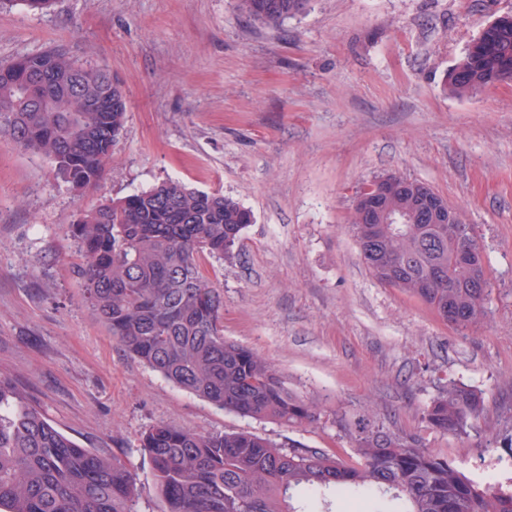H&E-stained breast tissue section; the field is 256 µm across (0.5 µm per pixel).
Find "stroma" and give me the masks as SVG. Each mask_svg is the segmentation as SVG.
<instances>
[{
	"label": "stroma",
	"mask_w": 512,
	"mask_h": 512,
	"mask_svg": "<svg viewBox=\"0 0 512 512\" xmlns=\"http://www.w3.org/2000/svg\"><path fill=\"white\" fill-rule=\"evenodd\" d=\"M512 0H313L272 26L235 0H56L0 7V62L63 47L112 72L128 112L96 190L0 133V376L81 447L137 475L135 512H164L144 433L249 431L349 457L370 419L418 436L468 477L512 489V81L447 90L469 43ZM424 182L473 224L489 317L461 333L378 281L349 230L358 188ZM172 179L252 210L232 258L205 257L224 335L271 361L320 419L291 428L215 407L132 358L84 297L81 210ZM485 398L469 437L423 418L448 379Z\"/></svg>",
	"instance_id": "1"
}]
</instances>
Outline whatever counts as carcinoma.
Masks as SVG:
<instances>
[{
	"label": "carcinoma",
	"instance_id": "1",
	"mask_svg": "<svg viewBox=\"0 0 512 512\" xmlns=\"http://www.w3.org/2000/svg\"><path fill=\"white\" fill-rule=\"evenodd\" d=\"M311 0H237L253 21L276 25ZM512 79V15L489 23L451 68L448 89L467 96ZM127 100L105 69H87L63 48L0 64V131L47 156L75 189L98 185L125 122ZM395 213L416 208L425 183L388 174ZM253 214L219 192L167 180L80 212L72 225L83 253L85 298L124 350L174 387L221 409L291 427L316 421L317 404L288 391L278 370L224 337V302L205 275L206 256H231ZM379 281L451 313L469 331L487 316L491 285L457 253L477 240L473 225L359 226ZM484 412L482 393L454 379L423 409L435 432L467 437ZM355 459L284 445L251 432L199 434L158 423L142 447L165 512H308L296 493L368 496L372 512H512V490L480 484L419 438L365 423L352 435ZM135 474L118 455L82 448L0 377V512H133Z\"/></svg>",
	"mask_w": 512,
	"mask_h": 512
}]
</instances>
